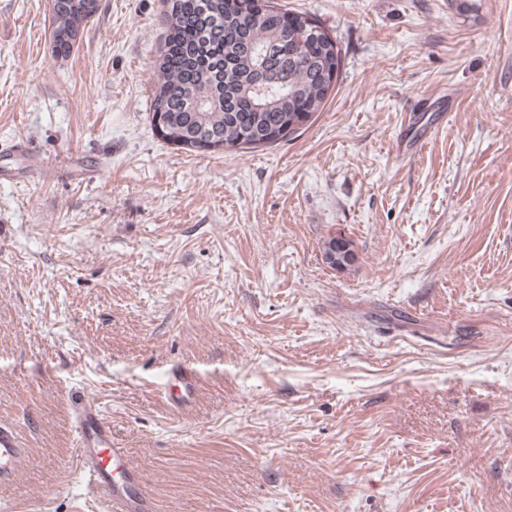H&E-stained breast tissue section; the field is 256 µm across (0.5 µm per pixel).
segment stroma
<instances>
[{
    "mask_svg": "<svg viewBox=\"0 0 512 512\" xmlns=\"http://www.w3.org/2000/svg\"><path fill=\"white\" fill-rule=\"evenodd\" d=\"M277 2L335 37L336 88L211 153L151 122L163 0H100L65 55L51 0H0V140L27 146L0 150L13 512H104L82 396L159 512H512V0ZM439 92L434 133L407 126ZM349 239L331 236L325 239L322 247L324 262L332 269H343L351 265L356 255Z\"/></svg>",
    "mask_w": 512,
    "mask_h": 512,
    "instance_id": "1",
    "label": "stroma"
}]
</instances>
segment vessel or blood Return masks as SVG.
Listing matches in <instances>:
<instances>
[{"mask_svg": "<svg viewBox=\"0 0 512 512\" xmlns=\"http://www.w3.org/2000/svg\"><path fill=\"white\" fill-rule=\"evenodd\" d=\"M77 460L92 490L107 504V512H156L155 502L141 488L139 472L116 447L99 404L81 399L76 408ZM28 450L18 429L0 424V488L12 485Z\"/></svg>", "mask_w": 512, "mask_h": 512, "instance_id": "1", "label": "vessel or blood"}]
</instances>
